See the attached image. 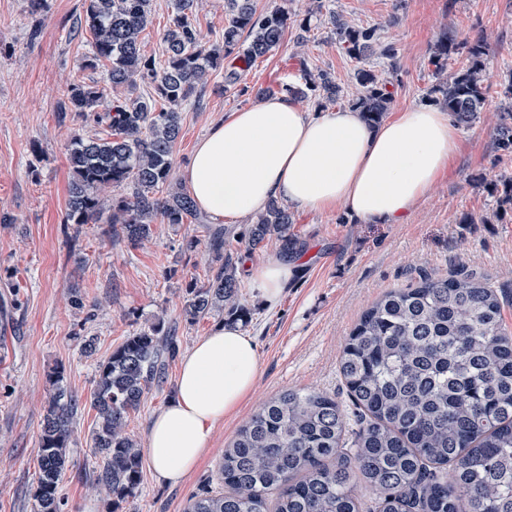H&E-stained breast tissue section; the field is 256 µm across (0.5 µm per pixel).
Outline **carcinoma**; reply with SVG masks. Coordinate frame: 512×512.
Listing matches in <instances>:
<instances>
[{"mask_svg":"<svg viewBox=\"0 0 512 512\" xmlns=\"http://www.w3.org/2000/svg\"><path fill=\"white\" fill-rule=\"evenodd\" d=\"M198 0H176L164 34L163 60L146 57L141 34L151 0H87L84 26L90 50L83 67L106 71V85L69 87L61 119L73 115L106 125L105 138L76 134L69 146L73 171L65 223L112 225V235L139 245L153 224H205L191 196L171 191L173 153L183 104L199 101L209 73L228 57L250 66L278 46L285 30L308 31L283 7L257 13L254 0H227L224 46L208 47L193 23ZM336 40L351 57L374 52L376 29L334 21ZM486 40L460 43L443 34L430 55L436 83L430 93L458 122L482 111L490 88ZM466 63L450 72L455 57ZM349 107L377 123L392 103L389 81L360 68ZM152 85L159 109L143 97L118 98L138 83ZM291 97L334 103L340 90L326 74L303 68L285 83ZM507 115L498 148L512 153V80L502 84ZM121 191L105 207L100 193ZM293 219L277 201L248 227V245L271 238L279 252H296ZM216 274L186 287L185 316L212 311L248 322L230 257L227 230L208 229ZM502 298L470 273L426 272L406 288L386 292L362 315L340 360L348 397L359 411L348 432L336 399L314 389L284 390L265 402L224 449L217 480L222 489L188 499L184 512H362L355 480L377 496L378 512H512V332L503 325ZM176 354L159 318L133 331L98 362L90 443L97 459L93 481L112 505L136 496L142 448L127 432L129 415L160 382ZM63 370L49 376L50 396L37 441L35 512H62L60 483L69 463L77 400L64 399Z\"/></svg>","mask_w":512,"mask_h":512,"instance_id":"cac0c4a2","label":"carcinoma"}]
</instances>
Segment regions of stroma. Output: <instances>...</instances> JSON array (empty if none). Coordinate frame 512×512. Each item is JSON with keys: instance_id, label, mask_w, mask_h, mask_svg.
Here are the masks:
<instances>
[{"instance_id": "1", "label": "stroma", "mask_w": 512, "mask_h": 512, "mask_svg": "<svg viewBox=\"0 0 512 512\" xmlns=\"http://www.w3.org/2000/svg\"><path fill=\"white\" fill-rule=\"evenodd\" d=\"M29 0H0V512H34L37 440L48 378L63 370L64 385L79 401L70 463L61 494L63 512H183L188 498L215 484L225 447L270 397L316 389L347 404L338 362L362 313L384 292L405 288L431 271L463 270L491 283L504 298L503 319L512 330V205H499L498 185L512 179V155L497 147L503 104L500 85L512 76V0H256L259 11L284 7L307 20L304 44L287 29L280 45L258 58L225 87L223 70L211 72L200 104L181 112L170 187L211 123L258 101L262 89L278 94L301 68L325 71L351 89L356 70H391L392 111L430 106L434 82L429 57L441 33L457 40L485 37L492 87L479 117L459 129V151L448 172L414 207L407 223L370 224L343 210L293 209L292 233L300 242L297 273L274 304L259 299L251 266L276 260L278 246L249 249L242 234L249 218L231 222L238 234L234 260L240 302L250 312L244 329L259 359L252 396L212 431L197 468L176 486L159 484L143 470L135 498L111 506L92 480L96 458L89 445L95 421L90 396L99 360L134 329L165 318L178 351L186 353L225 319L212 312L187 320L186 285L212 274L208 232L200 224H155L151 239L131 245L108 224H84L78 237L64 231L75 132L106 136L108 129L77 118L59 119L70 84L104 81L102 70L83 68L91 36L80 28L85 0H46L39 15ZM376 28L394 58H350L339 46L333 19ZM197 248H187L189 238ZM93 339L95 353L81 345ZM180 362H169L158 387L127 431L146 442L150 420L169 401Z\"/></svg>"}]
</instances>
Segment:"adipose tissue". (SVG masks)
<instances>
[{"label":"adipose tissue","mask_w":512,"mask_h":512,"mask_svg":"<svg viewBox=\"0 0 512 512\" xmlns=\"http://www.w3.org/2000/svg\"><path fill=\"white\" fill-rule=\"evenodd\" d=\"M459 148L452 116L409 108L369 124L350 108L312 115L280 95L212 124L181 177L197 207L239 219L278 200L373 224L406 223ZM295 262L252 266L260 298L272 303L293 279ZM258 355L235 323L219 324L181 358L169 402L152 418L146 458L156 481L176 486L205 454L213 428L250 397Z\"/></svg>","instance_id":"adipose-tissue-1"}]
</instances>
